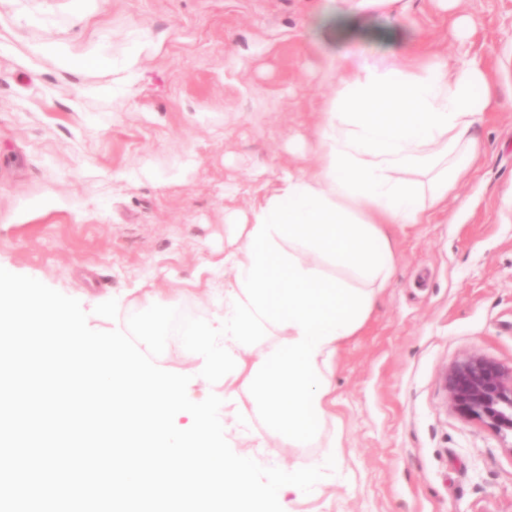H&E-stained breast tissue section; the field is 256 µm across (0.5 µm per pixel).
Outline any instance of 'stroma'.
I'll use <instances>...</instances> for the list:
<instances>
[{
	"instance_id": "obj_1",
	"label": "stroma",
	"mask_w": 512,
	"mask_h": 512,
	"mask_svg": "<svg viewBox=\"0 0 512 512\" xmlns=\"http://www.w3.org/2000/svg\"><path fill=\"white\" fill-rule=\"evenodd\" d=\"M407 6L391 43L383 12L338 27L344 0H0V267L96 331L157 290L174 318L218 312L239 224L316 165L337 55L482 59L481 154L447 210L386 226L392 283L332 377L342 458L283 512H512V434L443 383L467 354L512 371V0Z\"/></svg>"
}]
</instances>
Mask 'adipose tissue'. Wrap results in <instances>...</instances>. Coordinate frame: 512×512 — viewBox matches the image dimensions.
Returning a JSON list of instances; mask_svg holds the SVG:
<instances>
[{"mask_svg":"<svg viewBox=\"0 0 512 512\" xmlns=\"http://www.w3.org/2000/svg\"><path fill=\"white\" fill-rule=\"evenodd\" d=\"M332 79L318 166L252 209L224 254L221 312L179 330L199 369L221 367L260 435L284 448L312 447L335 417L336 357L392 280L384 225L422 223L447 203L495 105L475 57L402 66L350 52Z\"/></svg>","mask_w":512,"mask_h":512,"instance_id":"adipose-tissue-1","label":"adipose tissue"}]
</instances>
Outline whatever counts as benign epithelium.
<instances>
[{
    "instance_id": "obj_1",
    "label": "benign epithelium",
    "mask_w": 512,
    "mask_h": 512,
    "mask_svg": "<svg viewBox=\"0 0 512 512\" xmlns=\"http://www.w3.org/2000/svg\"><path fill=\"white\" fill-rule=\"evenodd\" d=\"M450 404L464 417L512 431V372L480 355H467L444 373Z\"/></svg>"
}]
</instances>
